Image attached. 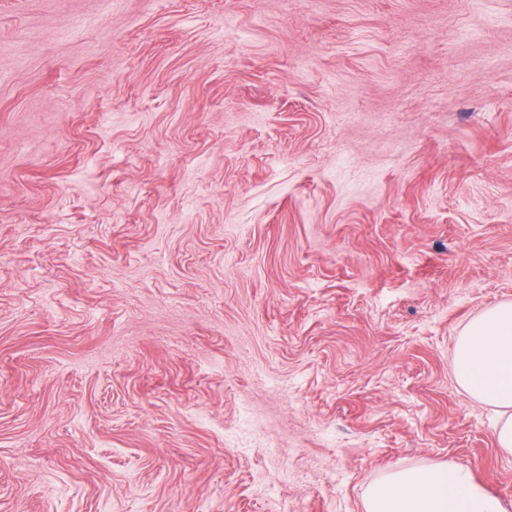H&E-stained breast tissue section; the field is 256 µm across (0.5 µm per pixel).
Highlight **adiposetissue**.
Masks as SVG:
<instances>
[{
  "label": "adipose tissue",
  "instance_id": "adipose-tissue-1",
  "mask_svg": "<svg viewBox=\"0 0 512 512\" xmlns=\"http://www.w3.org/2000/svg\"><path fill=\"white\" fill-rule=\"evenodd\" d=\"M453 369L464 390L497 409V446L512 455L511 301L485 310L460 330ZM364 506L366 512H505L502 500L456 462L390 472L369 486Z\"/></svg>",
  "mask_w": 512,
  "mask_h": 512
}]
</instances>
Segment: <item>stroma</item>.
Returning <instances> with one entry per match:
<instances>
[{
  "mask_svg": "<svg viewBox=\"0 0 512 512\" xmlns=\"http://www.w3.org/2000/svg\"><path fill=\"white\" fill-rule=\"evenodd\" d=\"M504 300L512 0H0V512L512 510ZM453 369L464 390L498 410L497 446L504 454L512 455L511 301L485 310L460 330ZM366 512H505L502 500L464 465L413 467L392 471L371 484Z\"/></svg>",
  "mask_w": 512,
  "mask_h": 512,
  "instance_id": "35a3bbf8",
  "label": "stroma"
}]
</instances>
